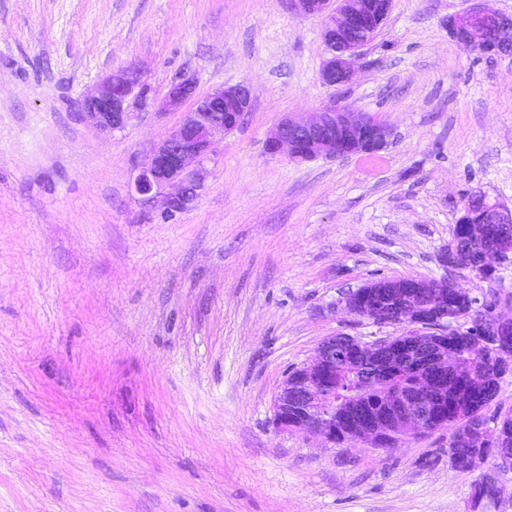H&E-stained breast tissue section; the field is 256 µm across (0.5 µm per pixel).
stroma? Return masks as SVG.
Instances as JSON below:
<instances>
[{
	"instance_id": "obj_1",
	"label": "stroma",
	"mask_w": 512,
	"mask_h": 512,
	"mask_svg": "<svg viewBox=\"0 0 512 512\" xmlns=\"http://www.w3.org/2000/svg\"><path fill=\"white\" fill-rule=\"evenodd\" d=\"M471 5L393 0L336 88L289 0H0V512H512V469L452 470L447 433L386 451L274 421L324 339L399 334L347 311L372 281L446 279L512 317V259L490 280L440 262L466 196L512 207V55L449 36ZM125 67L150 104L100 131L83 100ZM181 76L247 83L251 107L171 215L133 186ZM333 104L388 146L268 153L283 114ZM478 473L498 494L475 511Z\"/></svg>"
}]
</instances>
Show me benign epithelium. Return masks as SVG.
Returning <instances> with one entry per match:
<instances>
[{"label": "benign epithelium", "mask_w": 512, "mask_h": 512, "mask_svg": "<svg viewBox=\"0 0 512 512\" xmlns=\"http://www.w3.org/2000/svg\"><path fill=\"white\" fill-rule=\"evenodd\" d=\"M292 9L303 16L322 19V39L328 56L319 75L329 87L348 85L354 76L355 50L346 46L352 33L368 32L383 25L392 0H290ZM448 33L472 51L512 53L500 42L490 43V33L512 26V17L477 5L468 12L448 17ZM142 75L131 68L112 71L83 102L86 119L98 129L110 132L125 127L135 108L143 105ZM196 83L190 77L172 82L158 107L179 112L191 101L178 126L152 150L134 183L141 196L165 194L167 209L181 212L199 196L204 186L205 164L217 152L224 137L232 133L251 105L244 84L221 86L205 96H195ZM393 136V127L366 112L334 105L305 117L283 115L269 131L266 146L273 155L298 161L317 158L338 159L352 154L375 155ZM486 221L475 223L462 215L458 223L466 235L500 262L512 256V210L487 197L478 199ZM448 283L407 278L403 281L371 283L347 299V310L379 326L402 328L397 336L364 341L354 336H331L317 348L314 358L287 372L274 403L277 426L286 432L313 433L336 444V415L317 416V408L331 401L336 366L370 363V368L393 360L416 359L417 373L412 393L395 389L388 377L378 376L374 389L384 402L379 417L352 411L342 419L348 439L354 443L378 445L382 436L401 428L420 436L439 428L440 415L432 410L435 393L443 378L456 369L457 361L448 341ZM460 310L479 317V301L455 288Z\"/></svg>", "instance_id": "1"}]
</instances>
